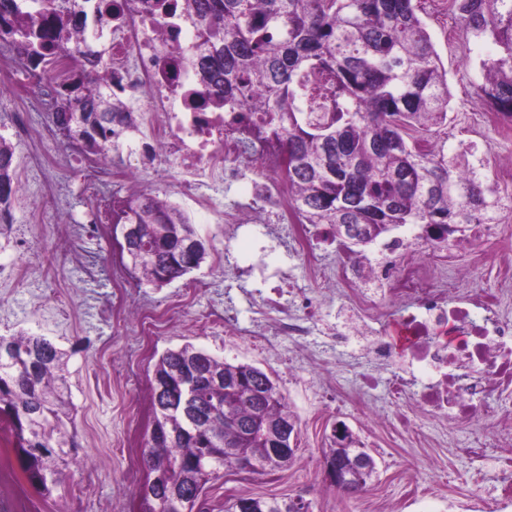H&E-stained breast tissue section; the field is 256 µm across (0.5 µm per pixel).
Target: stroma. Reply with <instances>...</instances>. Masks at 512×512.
Returning a JSON list of instances; mask_svg holds the SVG:
<instances>
[{
	"mask_svg": "<svg viewBox=\"0 0 512 512\" xmlns=\"http://www.w3.org/2000/svg\"><path fill=\"white\" fill-rule=\"evenodd\" d=\"M419 14L447 71L448 152L464 154L490 196L503 207L481 254L454 251L434 270L451 293L495 297L500 317L512 323V177L499 171L512 160V124L495 119L478 87L482 60L496 57L492 39L466 40L448 0H419ZM19 70H0V135L16 146L13 166L18 192L12 230L0 238V260L15 273L0 278V334L29 331L47 336L70 354L68 368L76 413L78 448L67 477L51 496L17 483L12 437L0 423V512H140L138 488L147 477L139 462L153 425L150 380L158 358L191 343L230 362L253 364L277 381L298 417L297 459L288 469L265 475L225 472L206 485V512H224L233 496L303 499L312 512H502L498 502V450L478 458L457 455L475 436L491 438L482 420L457 429L444 418L421 416L411 430L397 426L407 406L391 408L372 390L367 404L348 397L367 377L390 372L364 353V340L345 335L348 291L336 277L334 248L314 245L302 255L290 248L292 226L220 224L261 175L244 169L240 182L225 186L219 208L186 198L181 208L209 245L199 269L160 288L137 287L120 262L121 232L94 235L88 221L106 202L126 198L165 199L177 177L165 163L137 165V181L90 188L63 136L33 141L15 129V112L30 128L48 125L55 98ZM298 281L314 301L316 324L304 343L272 333L276 320L254 294ZM267 329L263 342L228 336L225 321ZM359 433L378 465V476L357 495L341 493L326 480L322 450L336 421Z\"/></svg>",
	"mask_w": 512,
	"mask_h": 512,
	"instance_id": "stroma-1",
	"label": "stroma"
}]
</instances>
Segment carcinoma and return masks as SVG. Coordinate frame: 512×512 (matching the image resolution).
I'll return each instance as SVG.
<instances>
[{
    "label": "carcinoma",
    "instance_id": "carcinoma-1",
    "mask_svg": "<svg viewBox=\"0 0 512 512\" xmlns=\"http://www.w3.org/2000/svg\"><path fill=\"white\" fill-rule=\"evenodd\" d=\"M90 0H0V41L20 63L48 75L55 44L69 47L72 82L57 91V110L87 156L118 151L112 99L97 93V75L85 68L84 42ZM462 34L493 38L499 56L482 61L481 91L503 120L512 121V0H452ZM192 39L206 45L200 61L186 48L180 64L198 70L214 111L235 103L256 112L249 131L257 141L276 137L303 223L341 231L348 255L411 224H493L501 200L448 155L450 92L438 53L418 14L416 0H183ZM90 35L112 20L100 0ZM328 81L324 112L299 105L310 77ZM15 146L0 136V236L12 226L16 193ZM120 222L134 227L135 246L154 259L130 262L140 282L161 288L199 268L208 250L180 211L151 200L121 202ZM67 351L44 336L0 335V419L15 439L19 479L41 496L51 495L77 447L69 399ZM154 427L141 463L148 479L139 488L141 512H202L207 483L244 460L251 473L288 467L296 455L275 456L269 436L291 447L297 420L286 397L262 369L229 363L185 344L165 351L150 380ZM324 458L347 469L343 491L363 490L377 473L374 457L351 429L331 436ZM309 512L293 499L239 496L224 512Z\"/></svg>",
    "mask_w": 512,
    "mask_h": 512
}]
</instances>
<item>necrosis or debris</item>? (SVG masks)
I'll return each mask as SVG.
<instances>
[{
  "label": "necrosis or debris",
  "instance_id": "1",
  "mask_svg": "<svg viewBox=\"0 0 512 512\" xmlns=\"http://www.w3.org/2000/svg\"><path fill=\"white\" fill-rule=\"evenodd\" d=\"M145 10L141 0H115L108 46L110 66L101 71L99 89L115 111L125 113L131 157L174 162L181 188L199 192L209 205L224 185L236 182L242 165L272 173L257 195L233 209L238 224L296 223L293 198L278 175L283 160L270 143H249L241 114L211 111L195 71L178 68L189 26L180 12ZM485 224L466 225L443 241L415 230L410 237L385 239L373 254L342 256L337 277L349 284V305L368 352L395 366L386 393L391 403L411 401L416 413L435 414L466 425L482 418L492 426L500 450L502 502L512 506V415L500 400L512 395V323L502 320L488 296L450 300L432 287L427 256H444L449 247L481 248ZM400 305L399 324L409 338L376 329L385 305ZM424 366L429 377L414 384L408 366Z\"/></svg>",
  "mask_w": 512,
  "mask_h": 512
}]
</instances>
